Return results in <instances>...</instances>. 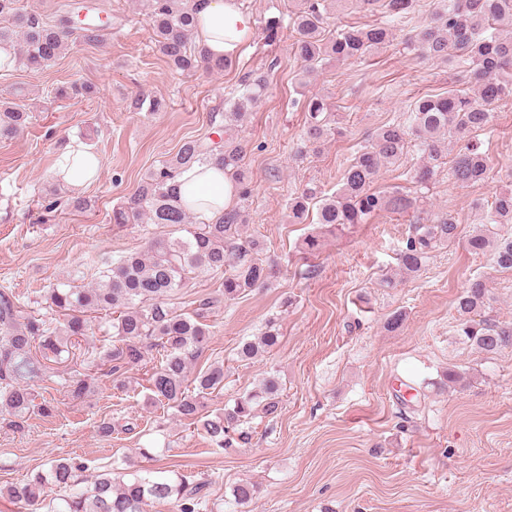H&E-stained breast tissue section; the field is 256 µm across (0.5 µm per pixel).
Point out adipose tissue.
Returning a JSON list of instances; mask_svg holds the SVG:
<instances>
[{
	"mask_svg": "<svg viewBox=\"0 0 512 512\" xmlns=\"http://www.w3.org/2000/svg\"><path fill=\"white\" fill-rule=\"evenodd\" d=\"M253 16L243 10L240 0H205L196 13L195 35L211 57L232 58L251 40ZM57 164L63 181L72 187L92 182L101 168L100 156L87 144L71 139L59 151ZM181 198L198 203V215L208 218L234 204L232 181L213 165H199L178 178Z\"/></svg>",
	"mask_w": 512,
	"mask_h": 512,
	"instance_id": "ef3b65f1",
	"label": "adipose tissue"
}]
</instances>
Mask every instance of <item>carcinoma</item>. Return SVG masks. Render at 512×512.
<instances>
[{
    "label": "carcinoma",
    "mask_w": 512,
    "mask_h": 512,
    "mask_svg": "<svg viewBox=\"0 0 512 512\" xmlns=\"http://www.w3.org/2000/svg\"><path fill=\"white\" fill-rule=\"evenodd\" d=\"M196 2L139 0V6L155 49L172 69L222 71L232 62L212 58L191 41ZM343 2L296 0L288 14L295 33L292 51L303 76L334 62H357L386 47L414 8V0H361L371 10L382 9L386 20L367 26L338 22L333 28V7ZM16 4L17 0H0V45H17V62L39 71L69 48L72 31L65 20L52 23L39 13L19 11ZM406 42L427 59L467 65L469 88L415 100L405 121L382 126L360 147L345 168L336 194L321 196L316 189L305 187L290 199L288 210L291 222L301 224L310 209H316V223L330 232L348 224H364L383 212L413 211L412 231L398 253L400 270L412 274L457 234L453 217L443 213L428 218L420 208L423 193L443 164L445 137L470 138L449 167L456 182L475 184L487 176L488 157L473 137L491 125L495 106L512 98V0H443ZM237 88L239 95L228 101L230 111L224 113L219 141H184L171 159L150 171L136 191L112 209V223L119 227L146 222L170 226L178 236L156 238L144 251L121 253L99 272L95 287L62 284L49 289L46 303L60 317L56 322L38 312L22 315L15 296L0 292V413L10 416L8 426L20 430L31 414H50L49 406L35 404L34 387L45 377L47 362L61 364L75 355L81 338L91 329L90 314L110 318L112 344L99 361L114 386L124 387L128 371L158 359L147 379L150 399L200 425L213 446L246 445L252 439L254 419L278 415L282 384L274 374L224 411L205 413L209 395L223 387L224 365L212 364L194 375L191 368L210 338L202 319L214 302H200L192 315L178 312L169 303L171 296L202 275L224 274L226 301L263 288L272 278L273 268L255 257L259 242L244 231L246 216L240 202L249 198L251 186L244 170L246 147L232 134L248 107L266 94L268 74L246 71ZM94 93L91 85L73 83L56 89L55 95L74 100ZM304 110V147L320 145L336 134L335 112L325 99L308 97ZM29 118L18 106L1 105L0 138L15 135ZM411 142L422 152V162L412 175L419 195L398 187L390 191L373 188L381 168L400 162ZM196 164L221 167L238 187V203L205 221L182 202L175 187L181 172ZM500 224H512L511 185L495 194L467 246L475 254L493 249L495 267L512 271V236L499 235L496 227ZM490 301V289L482 279L473 280L456 299L462 316L458 336L488 354L512 346L511 322L475 321ZM279 338V328L271 321L261 336L242 343L238 357L254 359L275 347ZM82 469L84 465L72 458L52 459L47 469L36 471L25 483L0 485V495L22 502L27 512H143L146 501L152 499L172 504L174 512L208 510V482L202 478L160 476L148 469L124 481L106 470L83 489L79 487ZM258 495L259 487L251 481L232 488L237 507H249Z\"/></svg>",
    "instance_id": "1"
}]
</instances>
